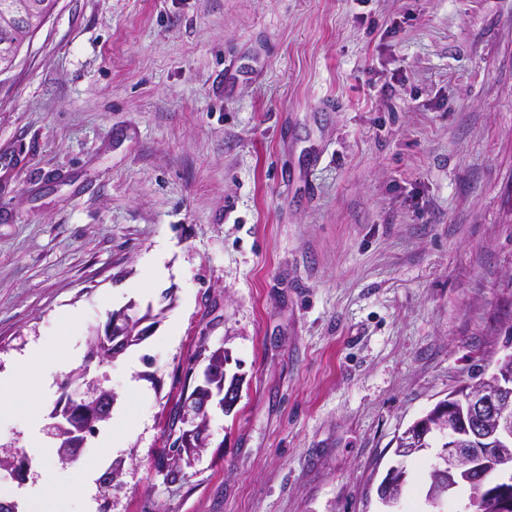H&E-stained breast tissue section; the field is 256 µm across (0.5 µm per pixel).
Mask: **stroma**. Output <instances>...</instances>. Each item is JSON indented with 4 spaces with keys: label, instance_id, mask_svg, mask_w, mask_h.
<instances>
[{
    "label": "stroma",
    "instance_id": "obj_1",
    "mask_svg": "<svg viewBox=\"0 0 512 512\" xmlns=\"http://www.w3.org/2000/svg\"><path fill=\"white\" fill-rule=\"evenodd\" d=\"M125 308L158 312L151 336L87 362ZM202 343L241 398L170 481ZM35 345L45 363L19 372ZM510 352L512 0H58L0 75L16 512L44 464L63 512H382L396 436ZM81 370L143 421L99 425L62 465L50 414ZM435 461H407L396 512H432Z\"/></svg>",
    "mask_w": 512,
    "mask_h": 512
}]
</instances>
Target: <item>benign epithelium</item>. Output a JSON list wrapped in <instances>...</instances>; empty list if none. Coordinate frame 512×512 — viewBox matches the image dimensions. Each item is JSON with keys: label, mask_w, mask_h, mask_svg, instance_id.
Instances as JSON below:
<instances>
[{"label": "benign epithelium", "mask_w": 512, "mask_h": 512, "mask_svg": "<svg viewBox=\"0 0 512 512\" xmlns=\"http://www.w3.org/2000/svg\"><path fill=\"white\" fill-rule=\"evenodd\" d=\"M146 319L126 312L112 314L102 339L104 361L115 360L123 352L127 337H146L152 328ZM230 357L222 352L194 375L191 395L181 410L182 447L193 457L207 444L211 407L232 411L240 400L241 375L228 385L227 365ZM512 354L500 359L496 371L488 378L467 383L448 393L424 417L415 421L395 439L394 455L404 460L416 455L431 434L439 438L441 449L432 472V486L426 497L439 507L464 483L476 486L477 494L465 505V512H480L481 504L491 501L498 512H512ZM101 386L84 393L78 402L69 404L66 416L89 426L109 414L107 401L99 397ZM499 473V480L485 483L488 470ZM406 470L390 466L377 488L382 505H396L406 483Z\"/></svg>", "instance_id": "1"}]
</instances>
